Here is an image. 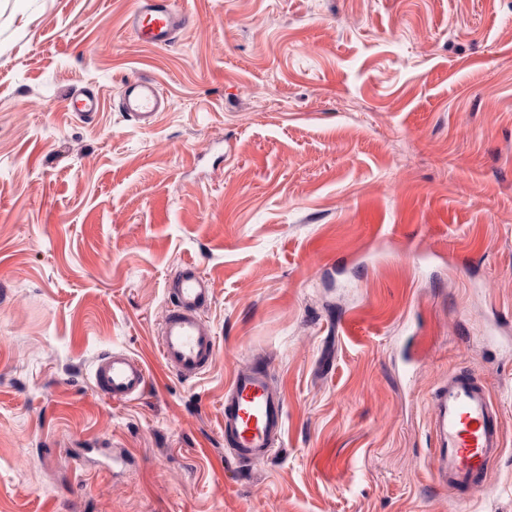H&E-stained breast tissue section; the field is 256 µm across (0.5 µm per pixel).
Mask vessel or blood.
<instances>
[{
	"instance_id": "1",
	"label": "vessel or blood",
	"mask_w": 512,
	"mask_h": 512,
	"mask_svg": "<svg viewBox=\"0 0 512 512\" xmlns=\"http://www.w3.org/2000/svg\"><path fill=\"white\" fill-rule=\"evenodd\" d=\"M188 22V15L172 8L170 0H135L126 27L143 44L167 46ZM98 105L99 95L92 87L80 88L67 99L68 110L84 117L97 112ZM166 107V98L152 79L123 83L119 109L138 125L152 126ZM168 293L157 333L160 359L177 376L194 379L209 370L217 356V338L202 317L213 288L198 264L185 262L175 271ZM270 375L269 365L254 364L234 373L224 389V445L232 459L244 465L268 459L285 430V398L272 388ZM93 377L103 398L127 401L145 391L149 373L140 359L112 351L96 360ZM433 416V480L467 499L501 453L498 409L478 374L467 369L449 375L438 387Z\"/></svg>"
}]
</instances>
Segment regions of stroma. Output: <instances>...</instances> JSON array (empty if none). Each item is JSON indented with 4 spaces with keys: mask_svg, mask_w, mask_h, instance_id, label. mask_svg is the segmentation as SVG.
Returning a JSON list of instances; mask_svg holds the SVG:
<instances>
[{
    "mask_svg": "<svg viewBox=\"0 0 512 512\" xmlns=\"http://www.w3.org/2000/svg\"><path fill=\"white\" fill-rule=\"evenodd\" d=\"M172 3L152 47L133 0H0V512H512V0ZM142 75L148 128L118 109ZM185 261L218 341L192 380L155 344ZM112 350L139 398L96 393ZM253 362L287 421L241 466ZM466 367L503 448L463 504L430 420ZM188 23L189 16L172 8L169 0H136L126 28L143 44L168 46ZM166 98L151 78L141 77L122 85L120 112H126L138 125L152 126L157 115L166 110ZM99 95L93 87H82L74 91L67 99L68 111L77 112L84 117L98 112ZM93 377L95 388L103 398L127 401L138 398L145 391L149 373L140 359L112 351L96 360ZM268 364L239 370L224 389V446L248 465L268 459L286 423L283 394L272 388Z\"/></svg>",
    "mask_w": 512,
    "mask_h": 512,
    "instance_id": "obj_1",
    "label": "stroma"
}]
</instances>
